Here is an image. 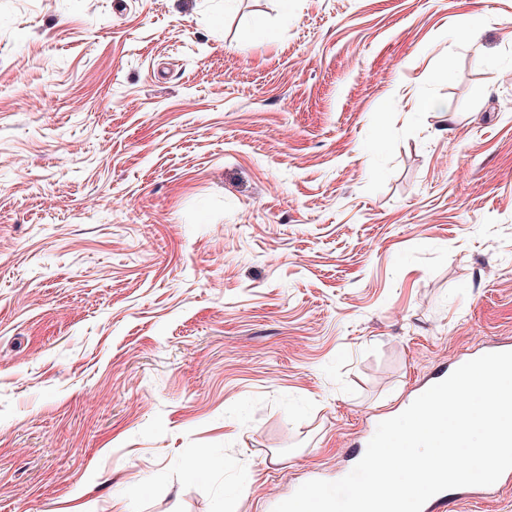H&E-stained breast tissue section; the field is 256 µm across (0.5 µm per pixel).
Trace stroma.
Segmentation results:
<instances>
[{
	"label": "stroma",
	"mask_w": 512,
	"mask_h": 512,
	"mask_svg": "<svg viewBox=\"0 0 512 512\" xmlns=\"http://www.w3.org/2000/svg\"><path fill=\"white\" fill-rule=\"evenodd\" d=\"M507 100L512 0H0V512H269L512 339ZM507 351H512V343H496V344H492V345H487L485 346L484 348L480 349V350H477L473 353H470V354H467L465 356H462L460 358H458L448 369H445L443 371H441L440 373L436 374L435 376L431 377L426 383L425 385L422 387V389L418 392V394L416 395V397L414 398V400L420 396L422 393H424L429 387H431L432 385L444 380L446 377H448L455 369H457L459 366L463 365L464 363L472 360V359H475L481 355H484V354H487V353H496V352H507ZM413 400V401H414ZM412 401V402H413ZM411 402V403H412ZM410 403V404H411ZM409 404V405H410ZM408 405V406H409ZM407 406V407H408ZM405 407V409L407 408ZM404 409V410H405ZM403 410V411H404ZM402 411V412H403Z\"/></svg>",
	"instance_id": "stroma-1"
}]
</instances>
